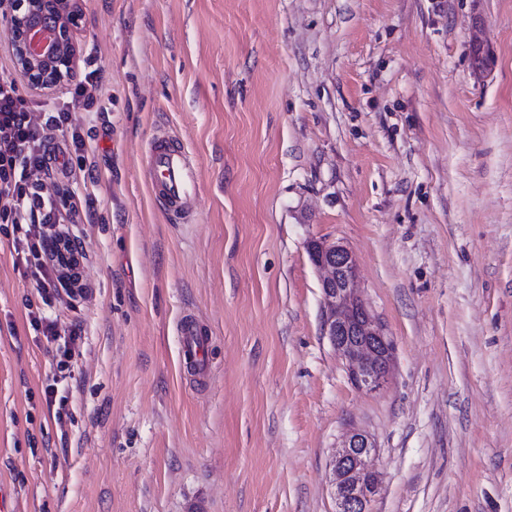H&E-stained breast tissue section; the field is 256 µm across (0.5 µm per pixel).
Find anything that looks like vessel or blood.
Listing matches in <instances>:
<instances>
[{
    "label": "vessel or blood",
    "mask_w": 512,
    "mask_h": 512,
    "mask_svg": "<svg viewBox=\"0 0 512 512\" xmlns=\"http://www.w3.org/2000/svg\"><path fill=\"white\" fill-rule=\"evenodd\" d=\"M146 173L152 195L163 210L188 219L198 195V173L184 146L167 130H158L148 143ZM179 331L183 338L181 364L189 370L201 369L206 340L203 323L197 316L186 314L179 322Z\"/></svg>",
    "instance_id": "1"
}]
</instances>
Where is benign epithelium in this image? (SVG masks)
Returning a JSON list of instances; mask_svg holds the SVG:
<instances>
[{
	"label": "benign epithelium",
	"mask_w": 512,
	"mask_h": 512,
	"mask_svg": "<svg viewBox=\"0 0 512 512\" xmlns=\"http://www.w3.org/2000/svg\"><path fill=\"white\" fill-rule=\"evenodd\" d=\"M8 2L7 32L12 35L17 71L32 89L51 93L72 74L83 0ZM307 250L314 265L324 272V336L347 362L357 388H382L393 366L395 347L359 294L355 256L343 244L322 239L310 240ZM377 458L372 435L359 429L343 434L332 461L336 512H372L381 489Z\"/></svg>",
	"instance_id": "benign-epithelium-1"
}]
</instances>
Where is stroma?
<instances>
[{
    "instance_id": "stroma-1",
    "label": "stroma",
    "mask_w": 512,
    "mask_h": 512,
    "mask_svg": "<svg viewBox=\"0 0 512 512\" xmlns=\"http://www.w3.org/2000/svg\"><path fill=\"white\" fill-rule=\"evenodd\" d=\"M71 110L89 147L45 191H93L86 296L30 325L31 277L0 233V512H336L332 457L370 433L373 512H512V0H85ZM484 64H476V56ZM32 117L61 100L0 79ZM199 168L186 220L152 198L146 147ZM313 239L346 245L395 345L366 393L323 334ZM208 329V371L177 322ZM29 316L31 326L34 330L44 336L47 345H54L61 336L57 329V320H53L46 316L39 307H36V310H31ZM180 336H183V347L180 356L181 364L187 370H200L202 345L206 340V330L201 320L194 314H185L179 321Z\"/></svg>"
}]
</instances>
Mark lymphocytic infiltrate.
Masks as SVG:
<instances>
[{
    "label": "lymphocytic infiltrate",
    "instance_id": "lymphocytic-infiltrate-1",
    "mask_svg": "<svg viewBox=\"0 0 512 512\" xmlns=\"http://www.w3.org/2000/svg\"><path fill=\"white\" fill-rule=\"evenodd\" d=\"M68 108L53 107L32 121L15 81L0 80V222L13 234L14 264L30 268L43 303L59 294L83 293L78 274L80 261L62 262L50 248L52 240L76 242L74 224L80 223L78 205L59 209L52 195L32 182L33 171L45 165V147L56 133L70 134L76 154L86 142L68 130Z\"/></svg>",
    "mask_w": 512,
    "mask_h": 512
}]
</instances>
